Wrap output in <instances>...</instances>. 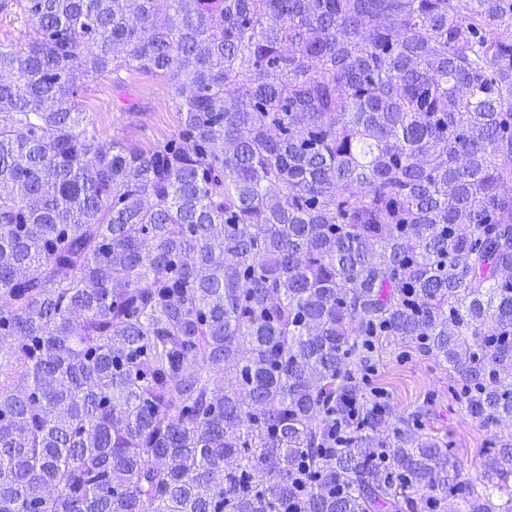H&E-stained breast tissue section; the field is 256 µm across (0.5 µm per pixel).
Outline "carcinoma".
<instances>
[{
	"instance_id": "carcinoma-1",
	"label": "carcinoma",
	"mask_w": 512,
	"mask_h": 512,
	"mask_svg": "<svg viewBox=\"0 0 512 512\" xmlns=\"http://www.w3.org/2000/svg\"><path fill=\"white\" fill-rule=\"evenodd\" d=\"M0 512H512L358 374L512 417V0H0ZM116 67L176 137L102 140ZM233 85L235 94L225 95ZM16 12V14H15ZM19 9L14 5L12 9L0 12V47L19 49L25 47L31 25L25 22ZM78 102L105 141H127L148 149L172 139L180 126L171 89L148 74L111 71L85 84Z\"/></svg>"
}]
</instances>
